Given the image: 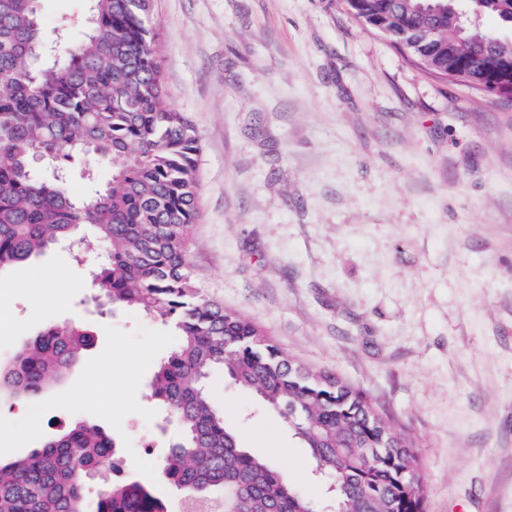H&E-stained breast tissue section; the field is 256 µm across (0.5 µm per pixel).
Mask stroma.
I'll return each instance as SVG.
<instances>
[{
    "label": "stroma",
    "instance_id": "1",
    "mask_svg": "<svg viewBox=\"0 0 512 512\" xmlns=\"http://www.w3.org/2000/svg\"><path fill=\"white\" fill-rule=\"evenodd\" d=\"M163 83L200 135L188 255L208 297L337 373L414 435L426 512H512V98L444 79L344 0H154ZM102 253L59 244L0 271V361L50 324L95 347L45 399L0 406V460L87 420L123 477L179 506V431L150 397L168 327L94 296ZM55 273L45 285L43 268ZM224 423L309 497L307 449L215 373Z\"/></svg>",
    "mask_w": 512,
    "mask_h": 512
}]
</instances>
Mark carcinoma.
<instances>
[{
  "instance_id": "obj_1",
  "label": "carcinoma",
  "mask_w": 512,
  "mask_h": 512,
  "mask_svg": "<svg viewBox=\"0 0 512 512\" xmlns=\"http://www.w3.org/2000/svg\"><path fill=\"white\" fill-rule=\"evenodd\" d=\"M40 0H0V270L93 227L103 245L92 271L98 296L135 307L170 326L176 343L151 381V398L180 428L161 463L184 502L210 503L222 491L224 512H425L414 437L399 429L361 390L337 374L290 359L253 321L204 297L188 269L198 218L200 137L173 110L162 81L151 0H91L81 38H61L38 21ZM390 32L412 31L406 47L425 67L483 86L492 64L512 57L466 16L476 8L512 19V0H458L435 17L418 0H357ZM43 155L62 166L92 156L111 179L83 199L64 178L34 172ZM89 328L51 324L0 362V398L45 397L92 346ZM215 369L254 393L288 422L309 450L313 475L325 481L329 510L266 460L240 446L213 405ZM103 426L77 421L39 449L0 462V512H169L168 500L138 480H106L95 503L85 483L112 457Z\"/></svg>"
}]
</instances>
